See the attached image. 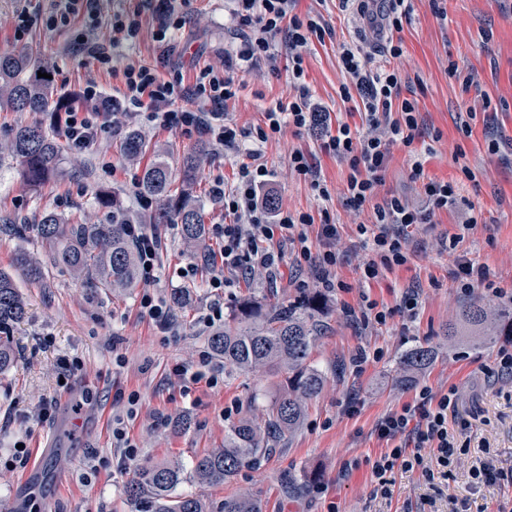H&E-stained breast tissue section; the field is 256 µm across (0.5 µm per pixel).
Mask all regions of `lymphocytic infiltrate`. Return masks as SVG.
Here are the masks:
<instances>
[{
    "label": "lymphocytic infiltrate",
    "mask_w": 512,
    "mask_h": 512,
    "mask_svg": "<svg viewBox=\"0 0 512 512\" xmlns=\"http://www.w3.org/2000/svg\"><path fill=\"white\" fill-rule=\"evenodd\" d=\"M183 0H146L154 19L153 61L114 55V46L135 41L140 33L138 22H124L113 15L109 30L111 40H102L95 31H87L81 49L97 69L120 75L122 90L115 100L117 109L141 117L150 126L170 128L187 136H204L231 153L239 152L240 136L254 144L250 163L239 169L234 189L215 185L213 194L224 204L225 223L211 227L212 237L221 240L219 259H207L212 275L209 286L214 296L235 287L240 274L260 273L275 279L285 255H292L298 271L309 272V279L298 278L295 288L306 291L324 288L331 292L347 290V283L334 273L339 253L340 235L329 212L320 218L279 206H269L266 191L269 171L261 159V148L284 126L299 131H318L326 153L347 163L350 170L343 194L344 205L355 214L372 210L371 224H359L368 256L363 263V278L377 279L382 270L405 264L407 241L404 230L415 224H433L441 212L456 209L459 199L457 183L425 179L423 163L413 143L419 123L417 99L401 98V74L391 67V60L403 54L401 46L387 41L385 34L400 29L411 12L410 0H338L339 9L361 16L375 39L381 40L379 51L369 50L366 43L348 42L339 47V62L347 76L339 92L342 100L359 98L363 131L349 124H332L329 113L311 103L305 83L301 50L310 38H324L320 20L295 13L296 0H226L228 13L240 33V47L226 56L223 68L210 65L196 67L192 78L171 66L173 33L185 24L181 12ZM263 66L271 73L288 69L294 94L288 102L267 109L263 121L247 132H240L224 113L226 103L235 98L238 88L233 72L238 62ZM88 109H76L59 115L58 122L72 147H92L99 133L110 129L111 114L100 107L102 91L96 80H88L82 92ZM409 150L410 178L421 182L416 198L393 196L379 199L378 190L391 158L394 145ZM316 227L309 236L308 227ZM134 242L143 281L156 278L162 237L146 231L139 224L128 227ZM457 389L441 396L420 390L412 402L401 410L384 416L376 425L380 439L390 447L372 462L376 478L374 495H391L389 475L394 470L409 471L424 467L427 478H446L460 456L468 454V444L460 443L459 432L469 423L456 416ZM430 449L423 458L422 449Z\"/></svg>",
    "instance_id": "f902f5d3"
}]
</instances>
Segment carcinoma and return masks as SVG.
Listing matches in <instances>:
<instances>
[{
    "mask_svg": "<svg viewBox=\"0 0 512 512\" xmlns=\"http://www.w3.org/2000/svg\"><path fill=\"white\" fill-rule=\"evenodd\" d=\"M52 74L40 59L27 52H0V110L43 114L62 112L72 100L57 94L55 80L38 77ZM146 152L140 133L124 132L122 153L137 161ZM11 157L23 181L38 188L52 178L62 161L58 139L40 124L17 126L10 139L0 144V154ZM209 152L200 145L184 156L179 172H174L155 150V160L145 168L137 192L155 203L149 214L151 224L177 226L185 249H205L209 229L203 208L195 195L198 177ZM180 187L172 190L175 181ZM0 224L18 238L35 237L49 251L50 261L67 268L88 288H107L116 294L139 286L137 257L127 233V221L114 213L104 223L72 224L49 211L36 224L15 213H1ZM22 276L33 282L44 279L43 262L35 254L20 252L13 270H0V375L17 364L18 350L11 330L26 313V303L16 283ZM191 288H174L171 305L186 309L193 304ZM330 307L327 295L310 293L292 302L267 303L249 296L230 308L224 325L211 331L208 345L213 354L242 372L287 375L288 387L270 400L261 420L243 417L224 433V447L210 448L193 460V475L201 484H222L248 465L258 463L273 449V443L302 423L307 402L317 397L326 383L318 367L308 363L311 350L327 329ZM512 336V311L493 315L477 300L461 308L459 322L450 324L443 337ZM435 357L432 346L415 345L399 358L401 384L408 385L426 370ZM182 468L177 461L152 464L138 469L126 487L130 512H209L207 502L193 494L176 492ZM217 512H263L261 500L241 494L227 498Z\"/></svg>",
    "mask_w": 512,
    "mask_h": 512,
    "instance_id": "1",
    "label": "carcinoma"
}]
</instances>
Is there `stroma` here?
Returning <instances> with one entry per match:
<instances>
[{"instance_id":"obj_1","label":"stroma","mask_w":512,"mask_h":512,"mask_svg":"<svg viewBox=\"0 0 512 512\" xmlns=\"http://www.w3.org/2000/svg\"><path fill=\"white\" fill-rule=\"evenodd\" d=\"M29 8L33 25L25 50L34 51L52 68L55 84L65 95L80 94L88 79H96L104 97H111L120 78L96 70L79 51L85 19L58 27L46 20L62 8L61 0H0V51L14 49L13 25L17 9ZM299 15H322L332 30L324 40H311L304 53L305 82L312 101L340 121L357 127L356 102L342 101L344 81L337 46L356 36L355 19L345 18L336 0H296ZM123 14L138 20L136 45L118 52L151 59L154 22L144 0H101L100 21ZM186 23L175 33L178 65L192 76L196 62L222 65L224 54L237 42V30L224 15V0H188ZM403 50L410 88L419 103L424 127L415 141L422 153L426 177L454 181L459 186L458 210L444 212L438 223L415 229L409 258L368 285H361L360 235L354 216L339 201L323 203L303 177L288 166L297 149L314 153L329 187L343 190L347 165L320 151L315 139L287 129L263 148L270 184L283 208L319 215L329 210L339 226L341 254L336 276L347 291L332 298L328 330L313 347L310 361L327 377L322 393L313 399L304 422L281 441L259 464L242 468L229 482L203 486L192 474L195 454L224 444V432L244 414L260 417L270 394L278 392L279 377L249 374L221 367L223 381L210 388L197 384L183 393L169 379L172 368L198 360L208 352L213 296L202 256L184 250L177 227H165L160 269L155 282L138 291L117 295L102 288H85L64 268L47 266L44 283L21 282L28 301L25 320L12 331L20 351L17 368L0 376V501L12 502L13 512H129L124 495L138 467L178 461L183 470L180 491L213 505L226 497H259L264 512H450L453 502L467 503L469 512H512V484H474L470 456L452 468L442 488L429 484L421 470L395 471L392 496L373 498L369 461L386 446L375 432L379 420L411 402L420 388L434 395L459 391V411L472 415L467 437L471 447L489 449L498 467L512 471V380L488 386L483 368L493 366L500 341L476 345L454 343L436 358L418 385L401 388L394 377L401 354L415 345L435 343L443 328L469 300L488 302L497 311L512 305L503 298L489 300L486 289L463 294L450 272L457 257L486 267L490 281L512 289V161L491 154V141L512 140V0H414L413 11L394 31ZM238 96L226 109L238 126L261 119L262 107L287 101L293 89L287 72L272 75L259 69L235 72ZM489 98L488 110L466 116L465 107ZM469 122L472 132L460 131ZM132 119L120 117V129L104 134L99 145L85 152L64 148V171L39 190L22 180L15 164L0 159V210L24 214L37 223L43 211L53 210L70 221L102 223L108 211L93 201L99 190L113 192L129 215L141 213L136 193L143 163L124 160L119 132ZM238 164L223 151H212L196 194L205 207L207 224L224 221V204L215 198V182L233 185ZM479 220L476 230H461L467 212ZM200 267L185 275L189 264ZM295 270L284 260L276 280L241 278L227 289L223 304L250 294H277L294 299L290 285ZM194 286L191 309L174 311L172 332H163L141 308L143 294L167 301L171 289ZM416 288L420 303L414 320L400 316L386 323L365 322L366 302L392 308L403 292ZM369 352L363 366H355L359 352ZM80 360L68 373L65 362ZM137 393L136 415L126 421L138 457L120 464L121 451L112 441V417L124 413V397ZM53 411L39 419L41 403ZM24 445L25 463H13L17 445Z\"/></svg>"}]
</instances>
